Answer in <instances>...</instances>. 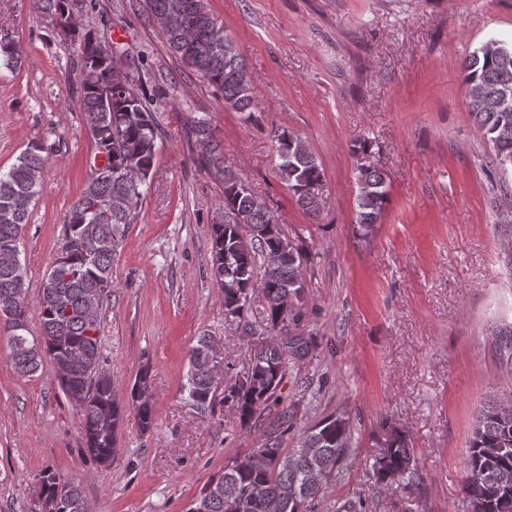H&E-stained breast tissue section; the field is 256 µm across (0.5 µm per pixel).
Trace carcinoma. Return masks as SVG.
Instances as JSON below:
<instances>
[{"mask_svg":"<svg viewBox=\"0 0 512 512\" xmlns=\"http://www.w3.org/2000/svg\"><path fill=\"white\" fill-rule=\"evenodd\" d=\"M157 20L168 49L224 96V106L238 112L255 109L242 55L224 33V25L205 0H144ZM35 13L55 21L57 37L80 45L78 108L96 154L104 163L93 172L70 208L60 254L47 271L37 301L42 332L31 342L27 330L30 300L20 261L0 259V318L11 331V359L21 376L35 373L44 359L69 403L82 416L85 450L108 466L116 452L117 432L126 410L135 411L142 431L151 430L155 403L149 369L136 376L127 401L118 400L112 377L103 368L100 338L87 336L100 327L98 312L112 293V260L153 179L156 141L160 134L154 99L139 73L121 71L112 48L81 27L70 0H32ZM19 51L0 38V67L17 68ZM471 116L494 151L498 164H512V37L490 38L462 65ZM188 146L196 165L224 185V221L211 225V276L224 291V314L244 329L270 340L254 345L251 365L224 385V404L243 430L252 428L262 411L281 399L289 361L304 360L310 341L291 332L298 324L303 288V253L284 236L267 205L239 174L224 166L210 119H188ZM278 156L277 175L312 217L320 211L325 180L307 143L286 130L272 132ZM52 146L32 141L7 170L0 168V252L18 250L29 219V206L40 195L42 174ZM389 176L381 168L360 167L355 223L367 231L388 201ZM493 207L502 222L512 224V191L501 186ZM259 299L260 320L251 318ZM203 337L190 353L188 398L204 412L213 407L218 385ZM288 412L269 429L262 447L250 453L244 468L233 466L212 478L185 512H308L331 478L339 475L350 447V422L329 416L282 448ZM466 469L481 473L477 484H465L467 512H512V404L486 400L468 444ZM373 469L385 486H409L415 476L406 434L391 430ZM38 512H90L82 487L51 470L36 483Z\"/></svg>","mask_w":512,"mask_h":512,"instance_id":"cac0c4a2","label":"carcinoma"}]
</instances>
